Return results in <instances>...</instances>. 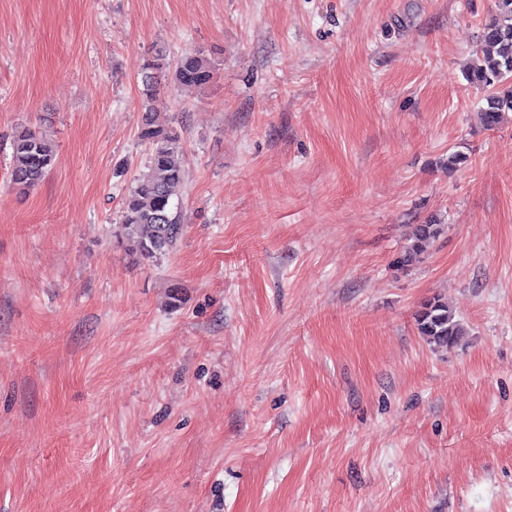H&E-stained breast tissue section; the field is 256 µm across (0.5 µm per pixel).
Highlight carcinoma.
Returning <instances> with one entry per match:
<instances>
[{"label": "carcinoma", "instance_id": "cac0c4a2", "mask_svg": "<svg viewBox=\"0 0 512 512\" xmlns=\"http://www.w3.org/2000/svg\"><path fill=\"white\" fill-rule=\"evenodd\" d=\"M160 59L147 62L141 73L146 101L138 137L149 150L147 171L137 178L125 199L119 236L129 250L145 258L167 254L182 233L181 215L173 198L186 179L181 162V137L157 104L155 72ZM214 65L197 52H185L173 66L174 82L180 87H202L213 77ZM469 83L488 91L481 116L484 126L496 128L503 114L512 112V0H497L496 11L483 28L476 61L466 72ZM12 182L28 189L36 186L52 164L53 152L46 138L33 131L15 137L12 144ZM445 225L430 219L411 227L398 264L417 262L444 232ZM418 329L437 348L458 345L465 329L455 313L438 297L426 301L417 315Z\"/></svg>", "mask_w": 512, "mask_h": 512}]
</instances>
